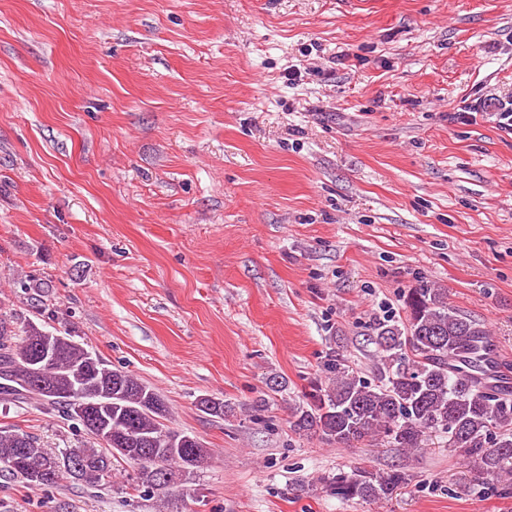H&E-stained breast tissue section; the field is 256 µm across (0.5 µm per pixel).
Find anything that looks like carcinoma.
<instances>
[{"label": "carcinoma", "mask_w": 512, "mask_h": 512, "mask_svg": "<svg viewBox=\"0 0 512 512\" xmlns=\"http://www.w3.org/2000/svg\"><path fill=\"white\" fill-rule=\"evenodd\" d=\"M35 313L49 321L58 311L34 296L44 284L22 281ZM408 327L391 319L373 323L369 339L381 354L378 377L350 371L340 354L325 363L329 383L318 385L293 410L300 435H318L349 445L378 437L393 448L420 447L430 433L448 437V447L488 484L512 476V386L500 375L489 383L478 376L492 353V337L479 321L448 306L442 289L421 282L403 294ZM13 314L0 313V395L32 399L60 408L94 439L99 429L111 439L98 448H75L65 460L41 447L36 438L12 427L0 428V469L30 486H54L65 478L104 486L112 479V459L134 467L136 486L176 488L209 458L194 436L169 428L164 398L127 371L112 369L63 326L51 332L54 357L37 362L32 331L43 324L26 321L17 328ZM89 405L82 414L75 403ZM200 411L224 418L229 405L203 396ZM342 499L388 498L408 484L399 470L369 472L355 468L321 478Z\"/></svg>", "instance_id": "cac0c4a2"}]
</instances>
